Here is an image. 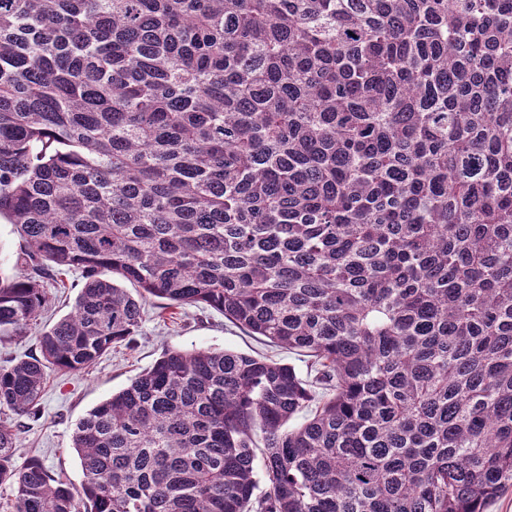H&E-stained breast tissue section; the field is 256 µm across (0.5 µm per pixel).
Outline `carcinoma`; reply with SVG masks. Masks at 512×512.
<instances>
[{
    "mask_svg": "<svg viewBox=\"0 0 512 512\" xmlns=\"http://www.w3.org/2000/svg\"><path fill=\"white\" fill-rule=\"evenodd\" d=\"M2 217L31 272H0L1 336L82 277L0 363L18 417L150 296L309 357L165 350L76 424L84 512H485L512 487V0H0ZM17 448L0 421L12 512H78ZM79 279V273L69 271L59 275L57 280L48 282L47 288L52 298L39 320L40 324L26 336H0V361H18L39 355L40 332L70 313L79 292V288L74 287Z\"/></svg>",
    "mask_w": 512,
    "mask_h": 512,
    "instance_id": "obj_1",
    "label": "carcinoma"
}]
</instances>
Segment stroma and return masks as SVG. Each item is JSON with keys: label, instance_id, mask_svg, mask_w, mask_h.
<instances>
[{"label": "stroma", "instance_id": "obj_1", "mask_svg": "<svg viewBox=\"0 0 512 512\" xmlns=\"http://www.w3.org/2000/svg\"><path fill=\"white\" fill-rule=\"evenodd\" d=\"M78 279V273L69 271L49 282L51 301L39 326L24 336H0V361L38 355L41 330L70 313L78 294ZM167 349H226L288 363L302 375L307 372V358L302 353L247 335L213 309L173 311L153 298L143 307L140 328L131 343L116 345L83 373L48 370L38 415L21 421L17 463L39 457L51 472L69 483L74 495H81L84 476L71 448L76 423L112 393L128 386Z\"/></svg>", "mask_w": 512, "mask_h": 512}]
</instances>
